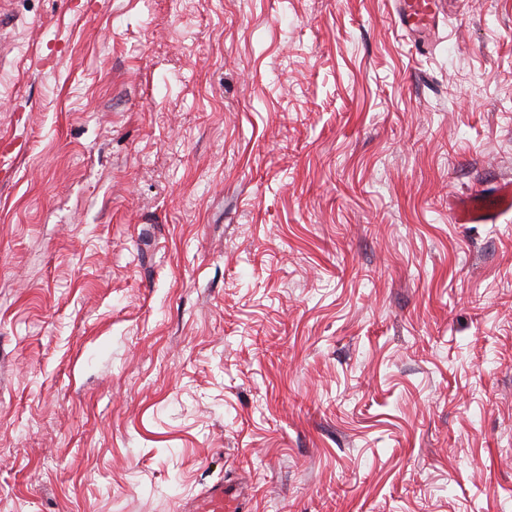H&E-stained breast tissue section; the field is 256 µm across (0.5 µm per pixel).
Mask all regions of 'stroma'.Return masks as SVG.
I'll return each mask as SVG.
<instances>
[{
    "label": "stroma",
    "instance_id": "35a3bbf8",
    "mask_svg": "<svg viewBox=\"0 0 512 512\" xmlns=\"http://www.w3.org/2000/svg\"><path fill=\"white\" fill-rule=\"evenodd\" d=\"M0 0V512H512V0ZM441 4L439 0H395L394 24L411 38L415 47L426 48L438 31ZM455 224H497L512 213V182L501 180L494 185L448 202ZM244 493L240 487L216 482L206 487L188 506L179 511L188 512H237L243 504Z\"/></svg>",
    "mask_w": 512,
    "mask_h": 512
}]
</instances>
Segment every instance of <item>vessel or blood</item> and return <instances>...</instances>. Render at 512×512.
Masks as SVG:
<instances>
[{"label": "vessel or blood", "mask_w": 512, "mask_h": 512, "mask_svg": "<svg viewBox=\"0 0 512 512\" xmlns=\"http://www.w3.org/2000/svg\"><path fill=\"white\" fill-rule=\"evenodd\" d=\"M440 0H394L396 28L418 47L435 36L440 21ZM451 218L457 224H495L512 213V182L494 185L448 203ZM244 500L242 488L221 482L206 487L188 505L187 512H239Z\"/></svg>", "instance_id": "b4317fda"}]
</instances>
